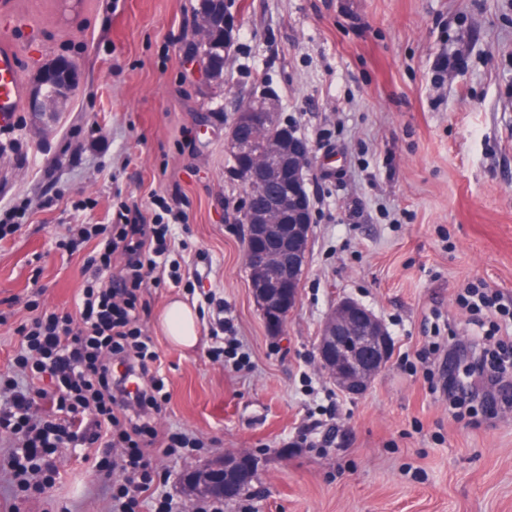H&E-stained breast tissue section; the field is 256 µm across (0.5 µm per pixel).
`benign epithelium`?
Here are the masks:
<instances>
[{
  "label": "benign epithelium",
  "instance_id": "7a95c632",
  "mask_svg": "<svg viewBox=\"0 0 512 512\" xmlns=\"http://www.w3.org/2000/svg\"><path fill=\"white\" fill-rule=\"evenodd\" d=\"M207 10L196 13V45L224 53V67L235 59L238 13L234 0H224L218 23L223 44H214L211 31L217 23ZM201 78L220 82L219 71L202 63L198 53L190 57ZM225 147L235 163L231 175L247 191L267 184H281L280 193L258 211L235 218L242 225L245 264L252 297L269 335L281 337L285 321L296 307L299 279L307 261L314 230L313 204L307 189L313 150L309 142L282 124L278 94L267 89L250 96L236 113ZM393 350L392 337L375 312L359 301L343 296L329 308L316 342L317 365L323 376L342 393H364L387 367ZM253 454L230 449L211 462L188 472L184 488L191 497L231 500L233 492L251 469Z\"/></svg>",
  "mask_w": 512,
  "mask_h": 512
}]
</instances>
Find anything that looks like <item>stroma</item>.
Listing matches in <instances>:
<instances>
[{"instance_id": "1", "label": "stroma", "mask_w": 512, "mask_h": 512, "mask_svg": "<svg viewBox=\"0 0 512 512\" xmlns=\"http://www.w3.org/2000/svg\"><path fill=\"white\" fill-rule=\"evenodd\" d=\"M0 43L21 59L25 97L42 67L71 60L58 112L22 105L0 137V375L21 327L44 309L77 313L93 243L71 228L179 204L164 278L140 292L170 400L159 434L197 446L158 459L180 512L183 476L227 448L251 449L250 492L222 512H512V413L434 387L421 356L448 358L480 335L457 303L484 284L512 309V0H236V64L203 83L183 55L196 0H7ZM268 84L314 149V234L282 339L255 305L234 214L224 137ZM385 323L393 354L361 396L316 366L320 323L340 296ZM195 305L199 343L172 346L158 320ZM242 344V370L216 359L213 330ZM0 439V512H111L116 473L100 448H61L49 489L13 480Z\"/></svg>"}]
</instances>
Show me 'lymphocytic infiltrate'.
Masks as SVG:
<instances>
[{
	"instance_id": "lymphocytic-infiltrate-1",
	"label": "lymphocytic infiltrate",
	"mask_w": 512,
	"mask_h": 512,
	"mask_svg": "<svg viewBox=\"0 0 512 512\" xmlns=\"http://www.w3.org/2000/svg\"><path fill=\"white\" fill-rule=\"evenodd\" d=\"M168 232L163 216L148 221L121 212L115 223L82 225L67 241L73 252L96 244L80 316L50 311L23 326L18 374L0 381V435L12 443L15 477L36 474L49 449L97 442L122 474L112 512H141L159 478L155 456L189 446L186 434L163 437L154 425L168 397L163 379L149 371L156 353L139 326V292L159 271ZM117 254L124 265L116 271Z\"/></svg>"
}]
</instances>
